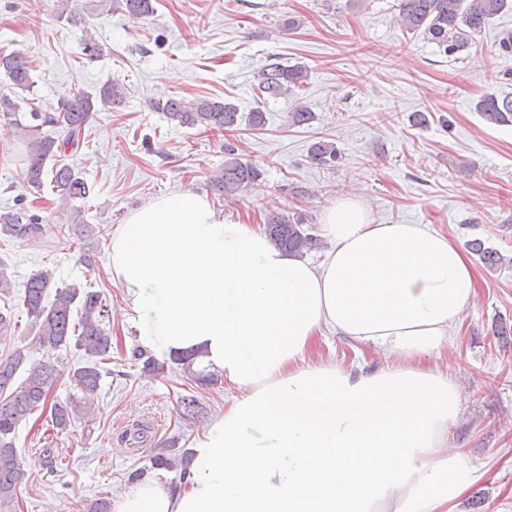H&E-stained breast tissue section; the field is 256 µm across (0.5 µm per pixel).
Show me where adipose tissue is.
Here are the masks:
<instances>
[{
  "label": "adipose tissue",
  "instance_id": "1",
  "mask_svg": "<svg viewBox=\"0 0 512 512\" xmlns=\"http://www.w3.org/2000/svg\"><path fill=\"white\" fill-rule=\"evenodd\" d=\"M322 226L315 264L182 190L114 229L112 278L146 343L197 352L236 394L187 489L147 480L112 512H452L469 483L449 440L461 393L432 360L473 302L471 264L426 225L373 223L352 193ZM326 330L384 365L312 358Z\"/></svg>",
  "mask_w": 512,
  "mask_h": 512
}]
</instances>
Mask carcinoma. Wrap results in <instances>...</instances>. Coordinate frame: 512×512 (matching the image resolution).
Instances as JSON below:
<instances>
[{
	"label": "carcinoma",
	"mask_w": 512,
	"mask_h": 512,
	"mask_svg": "<svg viewBox=\"0 0 512 512\" xmlns=\"http://www.w3.org/2000/svg\"><path fill=\"white\" fill-rule=\"evenodd\" d=\"M122 9L134 18H147L154 14V0H121ZM397 20L408 33L422 36L436 45L444 55L451 57L463 51L470 37L481 33L491 19L512 7V0H396ZM60 17L81 29L84 55L88 60L97 58L102 47L89 31L88 22L68 13L67 0H59ZM0 72L15 88L28 91L33 86L31 69L26 54L13 51L0 52ZM309 78L301 64L284 66L279 62L265 65L258 73L254 93L259 98L282 97L297 94ZM123 88L107 81L95 93L79 91L58 101L57 111L40 112L35 108L20 113V104L13 100H0V113L13 118L25 143L23 158L24 183L40 191L45 180H50L52 192L63 199L83 202L93 195L94 189L75 173L69 164L48 165L52 158L66 152L77 154L85 140V128L90 114L109 110L123 101ZM178 127L197 128L206 132H222L238 125L236 105L210 98L186 100L167 97L152 105ZM477 110L493 124L512 123V98L488 95L477 103ZM315 119L311 109L301 103L288 112L292 126L307 125ZM60 127L63 137L43 131L45 127ZM334 145L326 141L315 142L310 159L316 164L329 166L336 162ZM262 176L257 166L235 157V148L224 147V167L208 181L215 195L232 196ZM48 218L25 205L0 210V237L27 240L43 234ZM304 218L299 214H279L268 219L265 233L277 247L292 254L304 256L318 247V239L303 228ZM468 247L489 269L512 265L508 257L495 248L485 246L480 239L469 241ZM52 272L40 270L31 274L21 285L20 301L35 329L33 343L44 351L73 346L83 353L86 362L70 375V386L81 393V398L55 402L52 405L53 426L64 430L78 415L89 414L103 376L110 374L112 363V336L106 327L107 304L103 293L78 284H66L56 289L53 301H47ZM187 378L208 385L218 384V377L194 369L196 356L182 354L171 357ZM24 371L25 377L15 383V376ZM57 380L55 368L46 362L30 360V352L20 348L0 357V502L10 500L16 488L24 481L25 471L14 445L18 425L33 410L47 404L52 386ZM188 454L155 455L151 468L174 470L181 468L179 479L189 478Z\"/></svg>",
	"instance_id": "obj_1"
}]
</instances>
